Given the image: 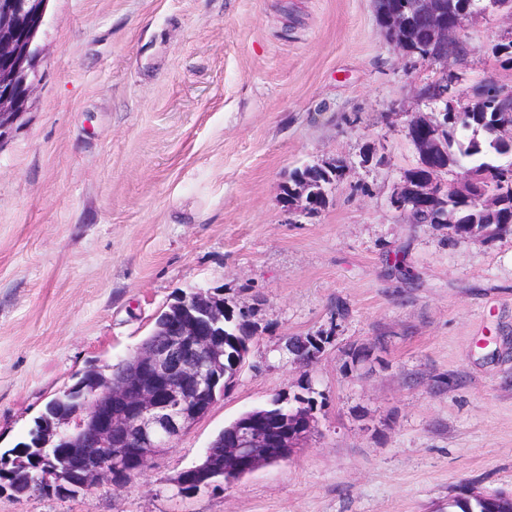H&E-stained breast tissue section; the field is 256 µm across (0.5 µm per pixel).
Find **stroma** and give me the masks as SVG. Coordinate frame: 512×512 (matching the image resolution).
<instances>
[{
  "label": "stroma",
  "mask_w": 512,
  "mask_h": 512,
  "mask_svg": "<svg viewBox=\"0 0 512 512\" xmlns=\"http://www.w3.org/2000/svg\"><path fill=\"white\" fill-rule=\"evenodd\" d=\"M460 102L512 87V15L465 19ZM33 107L0 148V453L95 365L133 355L200 286L249 311L236 384L121 490L0 494V512H448L512 493V232L453 240L389 200L438 64L403 56L376 0H48ZM343 159L319 213L292 171ZM328 336L304 367L291 337ZM371 357L355 365L350 348ZM311 389L290 460L179 493L214 435ZM495 497L467 496L466 500H458L456 498L454 504L448 505V512H492L495 505L496 497L506 493L492 492Z\"/></svg>",
  "instance_id": "1"
}]
</instances>
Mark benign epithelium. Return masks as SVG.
<instances>
[{"label":"benign epithelium","instance_id":"obj_1","mask_svg":"<svg viewBox=\"0 0 512 512\" xmlns=\"http://www.w3.org/2000/svg\"><path fill=\"white\" fill-rule=\"evenodd\" d=\"M45 3L47 0H0V148L29 111L41 81L37 34ZM412 16L426 21L429 52L420 53L419 58L445 66L432 81L437 98H429L423 87L418 97L429 104L450 102L456 93L448 91V58H434L433 50L456 35L458 25L440 18L433 0H408L388 12L385 21L394 34L406 28ZM444 174V168L430 169L424 192L439 198L446 195L450 201L472 198L486 209L500 205L498 192L480 176L447 180ZM417 191L419 188L406 181L390 200L392 208L411 224L415 210L408 198ZM185 303L188 316L171 325L160 340L141 344L133 356L109 368L105 383L82 386L71 411L43 423L36 444L42 448L63 445L69 465L80 470L83 490L102 482L118 460L132 466V475L148 470L157 452L171 447L183 431L207 415L216 401L214 386L224 371L241 372L244 360L224 347V337L208 334L223 329L234 309L200 287L191 288ZM295 342L301 346L298 363L305 366L314 363L323 348L319 336L300 337ZM275 406L273 422L259 415L242 417L237 427L224 435L223 445L209 444L202 464L180 472L175 485L191 486L194 476L216 461L224 465V477L232 479L256 472L274 456L281 462L289 460L312 433L316 405L299 397L294 405L285 406L279 400ZM60 468L61 462L51 461L31 484L32 494L67 495V486L51 480Z\"/></svg>","mask_w":512,"mask_h":512}]
</instances>
